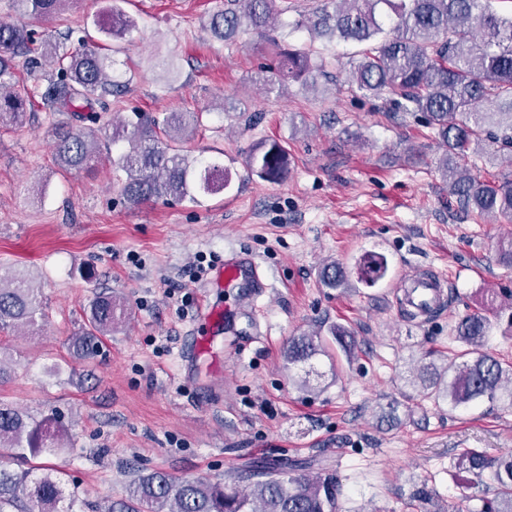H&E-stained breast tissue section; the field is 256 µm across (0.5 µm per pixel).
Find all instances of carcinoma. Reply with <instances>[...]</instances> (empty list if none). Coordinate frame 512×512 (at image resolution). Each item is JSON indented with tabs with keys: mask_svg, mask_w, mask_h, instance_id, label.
I'll list each match as a JSON object with an SVG mask.
<instances>
[{
	"mask_svg": "<svg viewBox=\"0 0 512 512\" xmlns=\"http://www.w3.org/2000/svg\"><path fill=\"white\" fill-rule=\"evenodd\" d=\"M38 18L54 15L65 0H16ZM112 5L94 19L106 39L122 40L136 22ZM228 6L211 15L209 29L224 42L250 31L261 38L273 28L277 0H227ZM296 27L311 38L355 42L367 48L353 65V82L367 95L388 92L399 112H419L441 141L444 152L437 169L448 185V198L457 207L481 217L512 218V173L487 181L467 168L472 156L495 158L512 153V14L493 10L488 0H322L320 8ZM33 44L26 26L0 20V126L21 125L32 98L46 112H82L91 126L57 127L52 151L65 171H80L99 155L98 115L95 106L126 87L119 80L116 60L100 49L61 52L45 42L40 67L52 66L45 82L30 89L17 78L13 60ZM154 67L168 84L178 80L175 58L161 51ZM324 65L312 61L311 49L277 53L275 83L317 85ZM200 112H168L113 124L104 131L112 143L126 145L113 160L120 191L130 203L152 199L189 201L214 195L230 185L219 161L191 159L174 141L200 124ZM258 178L277 182L288 175V149L272 140L246 157ZM320 279L328 288L348 287V276L335 262L326 264ZM127 305L107 291L96 293L85 309L81 330L69 338L72 358L98 355L103 338L123 323ZM43 319L38 290L30 274L17 268L0 272V330L32 327ZM491 328L485 315H467L453 332L460 349L440 357V364L420 363L409 371L417 397L452 409L482 400L498 401L512 410V366L486 349ZM325 353L318 333L293 338L284 353L288 370L304 367ZM62 422L52 416L40 420L14 404L0 400V512H63L64 474L36 465L31 459L43 451H63ZM463 464L477 479L494 487V498L467 505L463 512H512V453L489 457L474 448L465 450ZM299 467L259 462L237 477L238 490L220 481L176 478L163 471H137L125 494L86 504L81 512H342L344 485L334 472L297 473Z\"/></svg>",
	"mask_w": 512,
	"mask_h": 512,
	"instance_id": "cac0c4a2",
	"label": "carcinoma"
}]
</instances>
